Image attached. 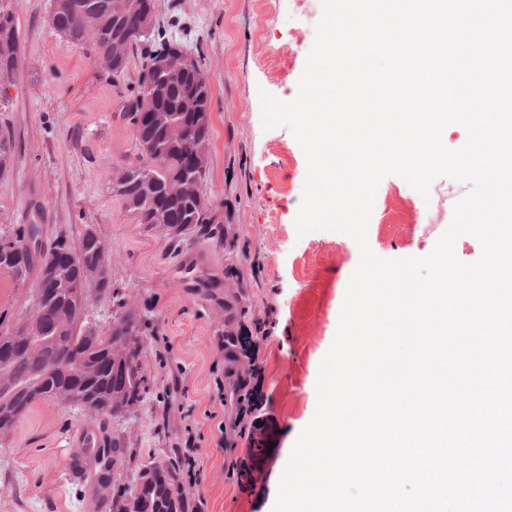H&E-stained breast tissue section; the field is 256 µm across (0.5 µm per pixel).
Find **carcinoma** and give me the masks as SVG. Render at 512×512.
I'll list each match as a JSON object with an SVG mask.
<instances>
[{
    "instance_id": "obj_1",
    "label": "carcinoma",
    "mask_w": 512,
    "mask_h": 512,
    "mask_svg": "<svg viewBox=\"0 0 512 512\" xmlns=\"http://www.w3.org/2000/svg\"><path fill=\"white\" fill-rule=\"evenodd\" d=\"M56 32L67 42L85 47L103 57L114 49L112 7L115 0H57ZM136 0H124L120 25L123 32L121 54L130 53L142 35L144 19ZM19 26L11 0H0V71L8 75L18 65ZM154 66L141 69L139 91L124 106L123 117L134 128L136 160L130 162L112 191L141 224L165 229L174 249L190 241L206 238L222 240L223 220L219 206L205 198L202 184L206 178L212 132L210 83L197 74L187 73L163 95L145 100V91L160 87ZM20 152L19 142L7 129H0V178L10 176ZM102 239L91 225L73 242L61 230L51 239H43L40 225L9 224L0 228V273L19 282L32 281L36 288L53 287L45 296L43 324L20 317L14 328L0 332V348H9L17 340L27 351L9 359H0V376L6 375L20 394L0 391V435H7L40 400H58L71 388L73 378L94 369L88 416L114 417L142 399L145 374L141 362L139 336L142 320L118 301L112 291V277L106 262H91ZM95 288L117 301L118 315L100 329L89 325L83 306L73 289ZM239 308L227 305L224 321V362L227 363L224 402L230 406L228 427L243 432V419L252 407V390L246 374L239 369L238 333L234 326L248 313L243 292L236 295ZM112 512H185L177 469L150 465L138 475L133 491L112 493Z\"/></svg>"
}]
</instances>
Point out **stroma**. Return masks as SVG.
<instances>
[{"instance_id":"obj_1","label":"stroma","mask_w":512,"mask_h":512,"mask_svg":"<svg viewBox=\"0 0 512 512\" xmlns=\"http://www.w3.org/2000/svg\"><path fill=\"white\" fill-rule=\"evenodd\" d=\"M52 0H17L19 62L5 88L10 126L22 152L0 180V225L33 219L44 236L94 225L108 243L112 283L148 318L139 334L147 389L115 417L88 418L80 408L40 401L0 436V512H112L116 489H132L150 464L183 466L181 447L195 437L197 480L188 500L205 512H271L301 430L317 405L319 365L329 350L360 253L346 234L298 236L294 220L307 176L306 156L286 128L263 130L261 92L281 99L297 90L314 44L321 0H156L153 27L201 59L211 81L212 137L206 198L223 202L234 250L198 240L189 250L211 269L233 266L248 295L244 333L258 370L257 405L234 448L219 447L225 420L224 367L214 338L224 332V292L174 279L184 253L163 228L138 223L112 186L136 152L123 105L138 91L151 50L139 45L127 70L112 77L102 58L55 32ZM467 184L435 179L421 196L403 178L380 182L368 226L383 258L424 257L450 224ZM179 391H171L173 379ZM103 430L124 451L100 490L84 465L71 475L81 434Z\"/></svg>"}]
</instances>
